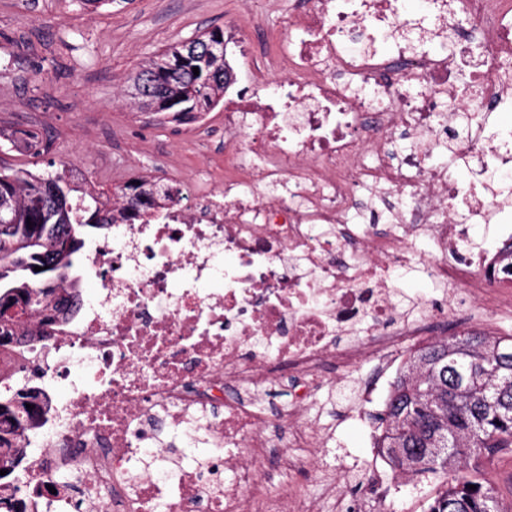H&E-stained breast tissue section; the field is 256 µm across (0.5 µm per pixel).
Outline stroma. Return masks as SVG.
<instances>
[{"instance_id":"35a3bbf8","label":"stroma","mask_w":512,"mask_h":512,"mask_svg":"<svg viewBox=\"0 0 512 512\" xmlns=\"http://www.w3.org/2000/svg\"><path fill=\"white\" fill-rule=\"evenodd\" d=\"M114 0L95 11L76 0H0V167L69 168L114 191L138 177L169 171L206 176L224 160L174 124L138 108L129 78L167 47L220 26L235 41L227 58L236 95L267 51L285 36L293 0ZM27 130V147L15 133ZM400 371L378 375L360 363L351 378L324 392L330 406L327 453L339 487L333 512L361 501H384L386 512H427L436 489L391 470L378 454L379 415Z\"/></svg>"}]
</instances>
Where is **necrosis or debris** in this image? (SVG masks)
<instances>
[{
	"label": "necrosis or debris",
	"mask_w": 512,
	"mask_h": 512,
	"mask_svg": "<svg viewBox=\"0 0 512 512\" xmlns=\"http://www.w3.org/2000/svg\"><path fill=\"white\" fill-rule=\"evenodd\" d=\"M398 3L295 10L273 70L225 108L223 174L167 179L147 222L86 254L99 292L0 347V392L34 391L42 409L22 437L27 512H325L338 488L317 396L335 376L405 353L456 315L460 290L468 329L512 318V229L498 226L512 185L496 189L512 130L490 122L512 102V0H425L413 40ZM462 159L481 179L456 181ZM474 224L494 238L474 242ZM414 269L447 293L402 296ZM269 467L319 469L320 490L268 484Z\"/></svg>",
	"instance_id": "obj_1"
}]
</instances>
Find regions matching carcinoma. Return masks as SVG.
Segmentation results:
<instances>
[{"label":"carcinoma","mask_w":512,"mask_h":512,"mask_svg":"<svg viewBox=\"0 0 512 512\" xmlns=\"http://www.w3.org/2000/svg\"><path fill=\"white\" fill-rule=\"evenodd\" d=\"M222 37L224 29L215 26L198 36L193 54L179 45L170 48L161 55L169 64L152 61L133 76V86L164 115L215 108L229 88L231 65L209 44H221ZM144 184L145 198L139 199L128 184L110 194L64 171H0V221L9 224V230L0 229V302L29 306L19 317L0 321V345L34 313L51 317L59 286L78 294L80 278L73 270L87 230L147 220L161 191L156 181ZM39 418L35 401L0 398V449H7L0 454V470L7 471L0 475V490L14 489L0 494V512H23L19 486L3 480L25 459L18 437ZM380 421L385 427L377 448L387 464L437 483L428 512H509L484 479L483 467L512 452V334L468 331L416 349L393 383Z\"/></svg>","instance_id":"obj_1"}]
</instances>
